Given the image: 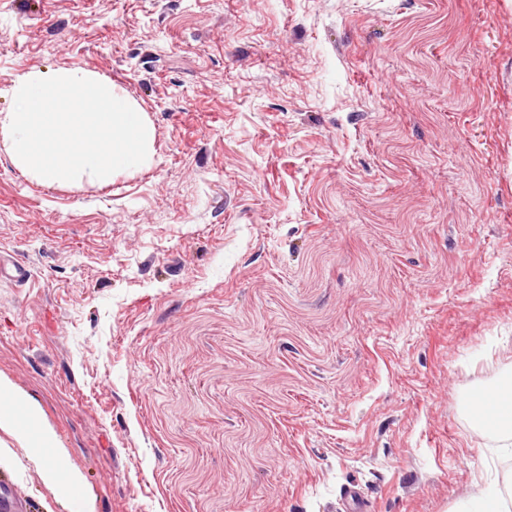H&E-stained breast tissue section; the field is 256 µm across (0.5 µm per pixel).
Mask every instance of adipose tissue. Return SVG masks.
Instances as JSON below:
<instances>
[{"label": "adipose tissue", "mask_w": 512, "mask_h": 512, "mask_svg": "<svg viewBox=\"0 0 512 512\" xmlns=\"http://www.w3.org/2000/svg\"><path fill=\"white\" fill-rule=\"evenodd\" d=\"M0 401L19 407L23 415L15 417L0 411V430L13 435L23 433L35 455L51 457L52 462L41 471L44 483L64 496L78 493L82 475L63 463L64 452L53 431L41 426L36 405L19 393L8 379L0 377Z\"/></svg>", "instance_id": "adipose-tissue-1"}]
</instances>
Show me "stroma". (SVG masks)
<instances>
[{
	"label": "stroma",
	"instance_id": "35a3bbf8",
	"mask_svg": "<svg viewBox=\"0 0 512 512\" xmlns=\"http://www.w3.org/2000/svg\"><path fill=\"white\" fill-rule=\"evenodd\" d=\"M71 66L155 162L47 188L0 148V375L95 512L502 489L471 395L512 383V0H0V113ZM7 443L32 512H78Z\"/></svg>",
	"mask_w": 512,
	"mask_h": 512
}]
</instances>
